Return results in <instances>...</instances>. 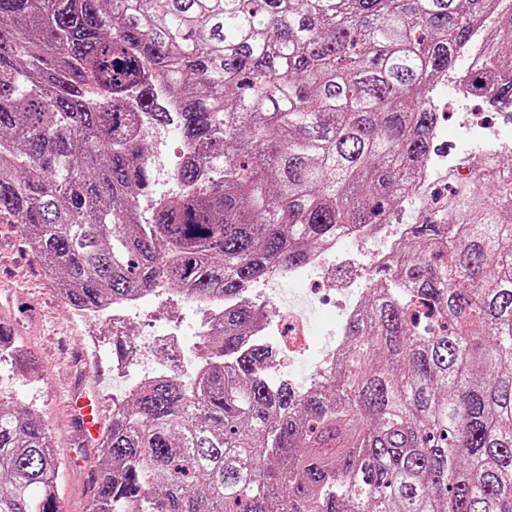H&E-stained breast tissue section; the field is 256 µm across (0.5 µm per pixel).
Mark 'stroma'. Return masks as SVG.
Wrapping results in <instances>:
<instances>
[{
    "instance_id": "1",
    "label": "stroma",
    "mask_w": 512,
    "mask_h": 512,
    "mask_svg": "<svg viewBox=\"0 0 512 512\" xmlns=\"http://www.w3.org/2000/svg\"><path fill=\"white\" fill-rule=\"evenodd\" d=\"M436 95L445 101L448 114L446 132L437 145L440 152H451L463 143L462 108L481 112L485 104L474 97L460 105L449 99L444 87ZM0 316L14 321L19 344L33 356L40 371L33 386L15 374L0 375V393L45 419L62 472V512H85L92 495V468L102 451L97 443L82 441L65 395L77 389L86 392L96 398L102 418H109L117 385L112 371L116 345L177 332L197 355H204L197 316L174 292L167 301L150 303L131 315L123 331L113 330L108 322L80 319L45 278L42 263L28 247L20 225L5 217L0 219Z\"/></svg>"
}]
</instances>
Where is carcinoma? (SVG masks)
Masks as SVG:
<instances>
[{"label": "carcinoma", "mask_w": 512, "mask_h": 512, "mask_svg": "<svg viewBox=\"0 0 512 512\" xmlns=\"http://www.w3.org/2000/svg\"><path fill=\"white\" fill-rule=\"evenodd\" d=\"M512 107V0H0V215L66 305L232 295L393 223L334 373L271 383L240 306L209 355L112 404L89 512H512V157L417 198L440 78ZM135 100L171 126L155 199ZM39 375L12 336L0 358ZM43 418L0 399V512H60Z\"/></svg>", "instance_id": "1"}]
</instances>
